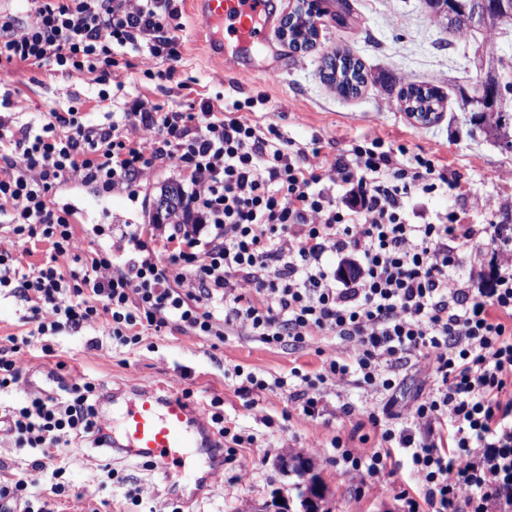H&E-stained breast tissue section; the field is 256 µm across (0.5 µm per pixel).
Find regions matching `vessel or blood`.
Wrapping results in <instances>:
<instances>
[{
	"label": "vessel or blood",
	"mask_w": 512,
	"mask_h": 512,
	"mask_svg": "<svg viewBox=\"0 0 512 512\" xmlns=\"http://www.w3.org/2000/svg\"><path fill=\"white\" fill-rule=\"evenodd\" d=\"M204 27L209 35L213 61L223 62L224 42L240 46L260 44L268 35L274 16L273 0H198ZM124 449L144 455L165 475H176L184 485L202 491L222 472L223 466L211 462L208 470L181 467L182 453L188 448H212L213 439L203 405L189 403L169 388L139 389L127 405L122 419Z\"/></svg>",
	"instance_id": "vessel-or-blood-1"
}]
</instances>
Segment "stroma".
<instances>
[{
    "label": "stroma",
    "instance_id": "obj_1",
    "mask_svg": "<svg viewBox=\"0 0 512 512\" xmlns=\"http://www.w3.org/2000/svg\"><path fill=\"white\" fill-rule=\"evenodd\" d=\"M179 7L182 59L171 80L146 78L149 63L139 57L131 58L129 67L119 69L117 79L103 85L85 70L18 65L0 70V95L22 99L31 113L48 107L93 112L100 93L117 104L136 84L149 100L176 110L186 109L192 100H208L216 106L242 104L245 112L255 113L261 123L278 125L296 143L306 146L315 141L331 153L373 137L403 146L411 156L430 150L440 165L461 175L464 192L426 197L416 193L409 201L411 208L429 218L448 210L469 224L512 225V149L474 131L469 113L459 108L462 93L471 92L479 78L473 64L478 46L494 42L499 53L512 60V25L491 38L476 29L468 39L455 40L432 20L424 0H315L313 7L320 13L315 45L296 49L282 39L279 28H272L255 61L254 76L245 81L236 65L211 61L203 23L191 0H181ZM336 50L354 54L374 77L358 95H341L321 77L323 56ZM267 68L278 70L277 80L266 79ZM410 83L439 90L444 98L439 119L417 123L409 118L398 93ZM169 176V171L159 170L149 184L122 193L73 181L57 187L51 200L56 208L74 209L84 245L95 247L108 241L113 225L152 223L153 202ZM490 202L498 204L496 213H486ZM91 339L96 342L92 348L87 345ZM54 349V355L48 356L39 341L31 342L25 350L23 376L13 392L0 396V407L38 395V381L61 361L66 374L89 375L109 395L117 396V403H106L102 409L106 426L115 425L123 401L131 399L136 389L174 385L190 390L194 403L207 406L221 399L225 426L253 436V444L239 447L236 461L225 465L200 499L182 494L184 512H254L273 496L296 498L298 477L283 474L277 465L287 449L311 456L325 489L324 512H397L389 478H370L358 485L337 475L329 460L332 438L348 436L352 419H287L285 412L292 406L287 393L241 394L229 377L238 366L282 377L295 367L315 370L321 353H335L333 338L321 340L315 348L294 350L241 335L216 345L204 336L165 329L150 337L148 344L116 349L97 323L77 333H59ZM61 460L74 493L56 503L57 512H99L105 499L111 500L114 512H127L124 495L131 487L141 489L154 512L171 508L170 483L141 458L116 456L112 467L123 481L105 488L84 481L87 471L102 464L99 450L75 440L63 448Z\"/></svg>",
    "mask_w": 512,
    "mask_h": 512
}]
</instances>
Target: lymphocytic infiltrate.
I'll return each mask as SVG.
<instances>
[{
  "label": "lymphocytic infiltrate",
  "mask_w": 512,
  "mask_h": 512,
  "mask_svg": "<svg viewBox=\"0 0 512 512\" xmlns=\"http://www.w3.org/2000/svg\"><path fill=\"white\" fill-rule=\"evenodd\" d=\"M31 5L27 24L0 15V61L85 68L105 83L134 52L165 63L145 77L175 74L174 0ZM0 104V223L16 241H49L55 254L26 269L0 251V288L26 304L33 325L0 347V393L19 383L31 339L48 354L61 331L97 322L118 348L166 328L219 341L239 331L271 346L331 336L348 354L270 379L235 369L238 392L288 391L298 416L314 421L327 413L326 382L367 387L380 397L365 411L376 434L356 448L333 439L340 476L361 484L408 468L399 512H512V234L454 212L409 222L414 193L463 188L435 152L406 164L374 137L330 156L238 111L207 101L177 111L137 91L97 117L51 108L27 121L22 100ZM163 166L189 187L185 212L161 234L122 225L113 250L85 251L72 211L51 203L52 189L73 178L126 190ZM481 234L500 241L499 260L487 279L461 286V251ZM59 256L78 269L62 271ZM406 365L425 389L400 413ZM104 397L84 376L12 408L24 467L0 483V512H54L71 484L46 462L77 436L109 442L98 421Z\"/></svg>",
  "instance_id": "1"
}]
</instances>
